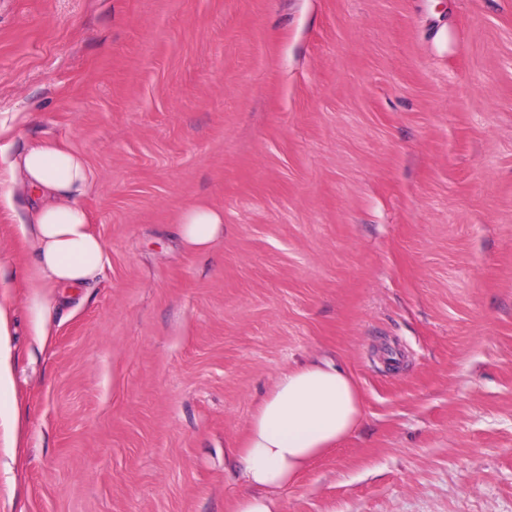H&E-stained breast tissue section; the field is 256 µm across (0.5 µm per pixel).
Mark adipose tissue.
I'll return each instance as SVG.
<instances>
[{
	"label": "adipose tissue",
	"mask_w": 512,
	"mask_h": 512,
	"mask_svg": "<svg viewBox=\"0 0 512 512\" xmlns=\"http://www.w3.org/2000/svg\"><path fill=\"white\" fill-rule=\"evenodd\" d=\"M89 182L85 157L52 141L19 150L11 162L7 192L28 201L22 232L35 258L28 279L41 337L48 334L47 289L89 287L105 269V246L80 203ZM176 230L188 249L204 251L223 237L224 216L193 207L183 212ZM364 419L360 391L343 365L312 359L280 371L233 450L244 484L233 512H281L283 491L357 432Z\"/></svg>",
	"instance_id": "1"
}]
</instances>
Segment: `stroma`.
<instances>
[{
  "label": "stroma",
  "mask_w": 512,
  "mask_h": 512,
  "mask_svg": "<svg viewBox=\"0 0 512 512\" xmlns=\"http://www.w3.org/2000/svg\"><path fill=\"white\" fill-rule=\"evenodd\" d=\"M0 120V176L86 158L110 259L39 343L0 186V512H230L225 449L312 356L366 419L282 512H512V0H0ZM222 213L204 207H193L183 212L176 230L184 245L192 251L210 249L224 236ZM11 312L8 307L0 304V393L7 394L12 391V378L8 357L2 348L4 336H8Z\"/></svg>",
  "instance_id": "1"
}]
</instances>
